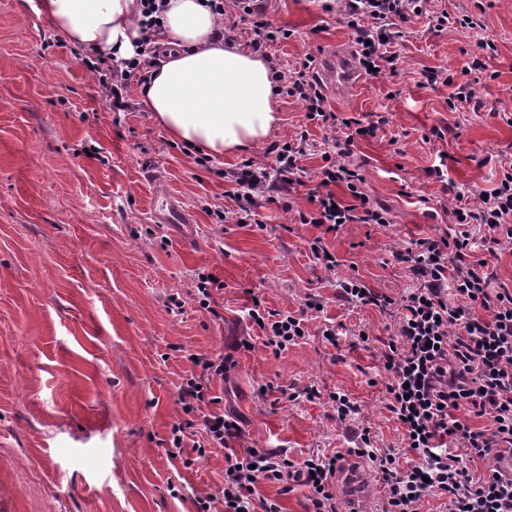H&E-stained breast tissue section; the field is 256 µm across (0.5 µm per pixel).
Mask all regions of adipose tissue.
<instances>
[{
	"label": "adipose tissue",
	"mask_w": 512,
	"mask_h": 512,
	"mask_svg": "<svg viewBox=\"0 0 512 512\" xmlns=\"http://www.w3.org/2000/svg\"><path fill=\"white\" fill-rule=\"evenodd\" d=\"M164 56L141 94L172 139L211 158L264 141L278 120L265 61L225 42L201 0H168ZM136 0H38L37 11L70 42L117 58L141 38Z\"/></svg>",
	"instance_id": "adipose-tissue-1"
}]
</instances>
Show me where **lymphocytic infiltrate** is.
<instances>
[{"instance_id":"obj_1","label":"lymphocytic infiltrate","mask_w":512,"mask_h":512,"mask_svg":"<svg viewBox=\"0 0 512 512\" xmlns=\"http://www.w3.org/2000/svg\"><path fill=\"white\" fill-rule=\"evenodd\" d=\"M429 0H340V14L361 68L372 76L397 71L394 47L401 23L430 14L436 28L476 29L471 12L428 13ZM216 17L235 5L252 32L249 43L270 67L274 93L297 103L305 125L293 136L270 144L264 159L247 158L225 169L226 197L235 204L240 224H260L261 211L274 205L295 212L299 223L316 228L308 246L316 264L327 271L339 265L326 245L328 235L348 224L389 227L387 209L364 191L365 178L352 163L360 142L389 126L387 113L348 114L333 109L316 71L315 58L288 64L273 53L292 30L274 26L266 0H208ZM139 23L146 46L128 59L83 54L81 62L95 78L110 108L130 112L132 84H146L153 73L151 46L161 34L159 0H138ZM332 144L321 156L318 182L306 189L308 208L296 204L305 188L311 128ZM446 218L437 234L412 240L392 257L409 274L413 286L394 297L370 288L361 278L339 280L335 298L345 305L372 308L394 322L378 358L386 380L385 407L402 432L404 448L375 447L369 429L352 435L355 451L374 467L386 501L385 512H421L429 500H441L444 512H512V280L501 279L492 258L512 244V162L504 164L494 188L464 200L441 203ZM484 256H476V249ZM322 295H309L296 311L266 308L253 299L248 320L257 336L240 338L230 353L189 354L195 368L178 388L183 418L172 425L175 450L192 446L198 456L224 449V481L217 494L196 498V512H281L278 500L262 496L260 485H280L282 493L303 490L305 512H338L336 474L343 452L309 453L291 460L283 448L231 449L241 439L236 419L218 411L221 399L214 381L235 367L238 351L263 346L278 355L307 334L309 312H321ZM492 460L478 471L474 462Z\"/></svg>"}]
</instances>
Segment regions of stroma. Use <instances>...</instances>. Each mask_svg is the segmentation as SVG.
I'll list each match as a JSON object with an SVG mask.
<instances>
[{
  "label": "stroma",
  "mask_w": 512,
  "mask_h": 512,
  "mask_svg": "<svg viewBox=\"0 0 512 512\" xmlns=\"http://www.w3.org/2000/svg\"><path fill=\"white\" fill-rule=\"evenodd\" d=\"M323 5L274 0L271 20L294 31L277 55L292 64L352 52L338 13ZM403 33L398 75L363 76L330 99L339 112L388 113L385 133L361 142L353 159L393 224L346 225L328 241L340 262L328 272L308 255L316 228L292 214L268 206L258 228L230 218L219 226L207 213L229 203L221 169L263 158L269 141L225 155L213 170L197 166L154 124L139 86L134 111H112L80 46H57L60 32L27 0H0V512H195L194 499L224 478V451L197 458L185 449L188 468L167 454L181 417L177 389L193 369L186 354L226 352L250 333L240 310L254 295L276 310H298L310 291L327 305L297 345L278 356L260 346L238 353L237 367L212 385L242 420L237 448H284L296 459L347 447L327 400H288V389L310 384L347 392L361 406L353 427L369 428L378 447L402 448L383 385L369 383L389 320L336 303V284L354 272L392 296L412 287L388 259L445 221L428 213L447 199L425 174L439 153L464 195L492 188L512 162V0H492L475 30L438 32L423 15ZM482 41L497 53L477 78L464 66ZM428 67L470 84L473 98L449 110L450 87L418 84ZM441 124L444 139L424 141ZM91 147L99 157L88 156ZM168 196L194 219L193 239L154 223ZM201 271L224 282L222 318L192 298ZM174 297L183 308H171ZM331 320L350 330L335 346L322 337ZM361 330L367 342H356Z\"/></svg>",
  "instance_id": "1"
}]
</instances>
